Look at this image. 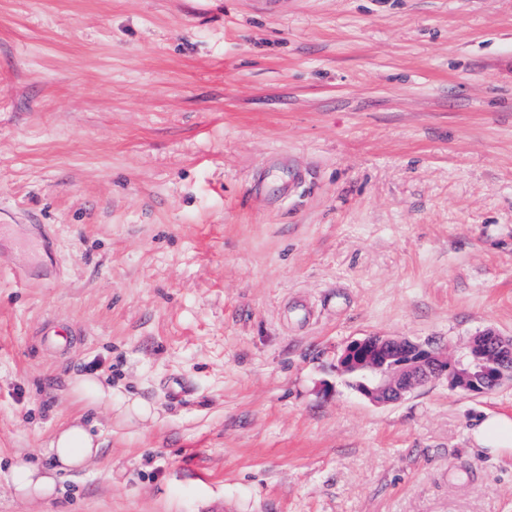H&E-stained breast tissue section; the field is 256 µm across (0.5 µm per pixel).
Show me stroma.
Instances as JSON below:
<instances>
[{"instance_id":"35a3bbf8","label":"stroma","mask_w":512,"mask_h":512,"mask_svg":"<svg viewBox=\"0 0 512 512\" xmlns=\"http://www.w3.org/2000/svg\"><path fill=\"white\" fill-rule=\"evenodd\" d=\"M489 328L512 0H0V512H512L469 433L512 383L376 405L336 369ZM84 373L151 417L87 414L99 457L20 498ZM56 470H43L36 465L20 461L9 474L15 491L23 497L47 498L55 493Z\"/></svg>"}]
</instances>
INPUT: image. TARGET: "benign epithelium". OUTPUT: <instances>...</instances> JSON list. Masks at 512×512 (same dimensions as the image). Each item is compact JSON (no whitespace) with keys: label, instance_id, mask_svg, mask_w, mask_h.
<instances>
[{"label":"benign epithelium","instance_id":"benign-epithelium-1","mask_svg":"<svg viewBox=\"0 0 512 512\" xmlns=\"http://www.w3.org/2000/svg\"><path fill=\"white\" fill-rule=\"evenodd\" d=\"M337 370L375 404H393L435 380L453 390L486 393L512 381V337L488 330L469 339L453 356L394 336L353 340L337 359Z\"/></svg>","mask_w":512,"mask_h":512}]
</instances>
